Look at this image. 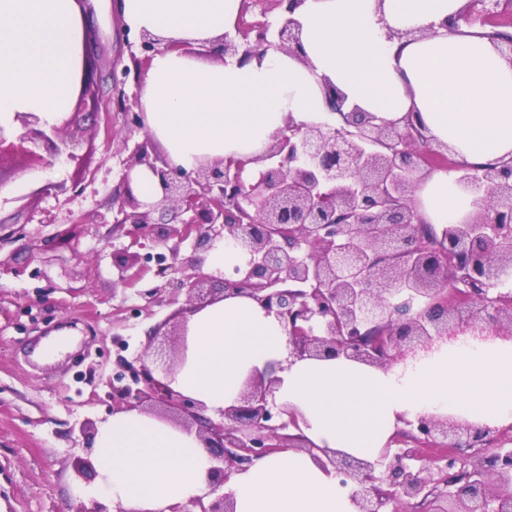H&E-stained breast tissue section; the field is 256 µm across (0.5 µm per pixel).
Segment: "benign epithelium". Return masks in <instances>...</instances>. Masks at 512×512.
I'll use <instances>...</instances> for the list:
<instances>
[{
  "mask_svg": "<svg viewBox=\"0 0 512 512\" xmlns=\"http://www.w3.org/2000/svg\"><path fill=\"white\" fill-rule=\"evenodd\" d=\"M277 2L285 4L286 15L275 28L239 19L242 42L224 35L223 56L245 60L270 49L299 54L300 23L293 14L304 0ZM458 20L512 24L501 0H469ZM159 43L141 34L139 72ZM96 53V44L84 40L73 106L54 123L17 112L14 126L0 125V194L6 170L39 171L61 156L82 161L76 153L87 133L82 107L94 86L110 78L98 70ZM324 93L332 111L344 112L345 98L335 86L324 84ZM344 120L352 130L288 125L247 179L245 160L191 172L160 167L146 135L128 168L145 166L157 176L162 196L154 209L160 217L153 222L151 211L141 210L126 175L113 223L130 225L135 244L176 239L169 247L175 260L180 244L194 237L193 254L181 260L193 270L180 282L190 298L204 297L211 276L202 268L217 238L231 242L248 261L223 279L224 295H246L274 315L288 333L290 360L344 356L386 367L405 365L459 335L512 341V298L493 293L501 275L512 271V159L464 168L459 181L483 194L486 208L471 224L448 226L433 243L412 193L425 173L447 167V153L428 145L410 115L401 127L375 124L356 108ZM447 287L450 299L443 295ZM122 367L132 384L112 386V397L130 409L153 399L191 419L216 461L214 497L170 512H234L232 500L217 493L229 471L282 448L312 451L303 436L286 433L297 426V415L275 403L271 383L260 377L249 378L240 404L214 421L159 378L174 365L142 359L137 367L125 361ZM407 425L414 447L388 448L374 463L327 455L341 485H359L353 495L358 512H400L418 501L429 503V512H512V448L498 449L488 469L471 468L458 456L462 443L481 445L494 429L437 414Z\"/></svg>",
  "mask_w": 512,
  "mask_h": 512,
  "instance_id": "1",
  "label": "benign epithelium"
}]
</instances>
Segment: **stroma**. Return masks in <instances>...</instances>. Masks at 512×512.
<instances>
[{"label": "stroma", "instance_id": "35a3bbf8", "mask_svg": "<svg viewBox=\"0 0 512 512\" xmlns=\"http://www.w3.org/2000/svg\"><path fill=\"white\" fill-rule=\"evenodd\" d=\"M88 28L114 82L97 89L102 101L124 97L110 122L85 114L89 133L83 169L66 161L8 178L0 203V512H75L91 505L75 463L84 457V424L111 418L112 382L120 361L154 355L155 326L187 303L185 292L156 278V258L167 246L143 240L147 272L127 282L115 255L131 243L113 223L112 205L124 194L126 163L143 132L131 131L140 112L134 58L140 39L114 10V0H90ZM80 184L79 192L42 193L48 183ZM35 207L25 201L33 191ZM55 334L70 349L45 361L40 348Z\"/></svg>", "mask_w": 512, "mask_h": 512}]
</instances>
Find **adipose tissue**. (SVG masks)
<instances>
[{"instance_id": "1", "label": "adipose tissue", "mask_w": 512, "mask_h": 512, "mask_svg": "<svg viewBox=\"0 0 512 512\" xmlns=\"http://www.w3.org/2000/svg\"><path fill=\"white\" fill-rule=\"evenodd\" d=\"M466 0H305L300 55L270 50L247 61L199 62L162 48L139 87L145 129L169 167L262 155L289 122L339 127L323 91L398 122L418 113L434 145L468 164L512 157V58L483 28L458 22ZM241 0H117L131 29L174 40L234 33ZM82 17L76 0H0V124L15 113L53 121L77 70ZM415 32L412 40L403 39ZM435 229L467 224L484 202L445 170L415 190ZM288 335L251 298L232 295L191 313L168 386L221 419L249 376L274 382L278 405L297 410L313 452L285 448L228 476L235 512H356L352 487L322 466L323 451L376 461L397 427L418 415H455L479 426L512 423V343L453 341L407 368L343 357L288 358ZM95 478L86 492L125 512H169L204 496L214 465L195 432L138 410L96 431Z\"/></svg>"}]
</instances>
